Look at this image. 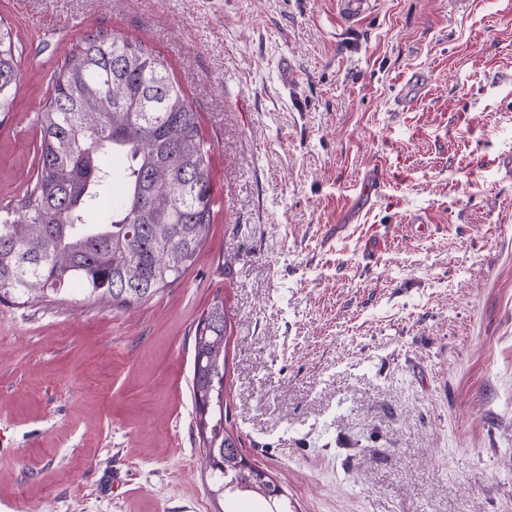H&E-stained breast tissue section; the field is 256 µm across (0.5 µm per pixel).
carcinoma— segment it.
<instances>
[{
	"mask_svg": "<svg viewBox=\"0 0 512 512\" xmlns=\"http://www.w3.org/2000/svg\"><path fill=\"white\" fill-rule=\"evenodd\" d=\"M20 53L0 23V114L11 111ZM37 113L38 171L0 208V302H43L81 286L87 301L131 307L173 286L213 224L199 113L141 41L99 30L64 56ZM228 313L214 302L194 331L191 378L212 493L282 495L224 427Z\"/></svg>",
	"mask_w": 512,
	"mask_h": 512,
	"instance_id": "cac0c4a2",
	"label": "carcinoma"
}]
</instances>
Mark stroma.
Returning a JSON list of instances; mask_svg holds the SVG:
<instances>
[{
  "label": "stroma",
  "instance_id": "35a3bbf8",
  "mask_svg": "<svg viewBox=\"0 0 512 512\" xmlns=\"http://www.w3.org/2000/svg\"><path fill=\"white\" fill-rule=\"evenodd\" d=\"M0 19L23 48L0 206L36 175L50 73L97 30L167 62L216 201L148 303H0V503L222 512L190 396L221 299L227 427L288 512H512V0H375L355 25L337 0H0Z\"/></svg>",
  "mask_w": 512,
  "mask_h": 512
}]
</instances>
